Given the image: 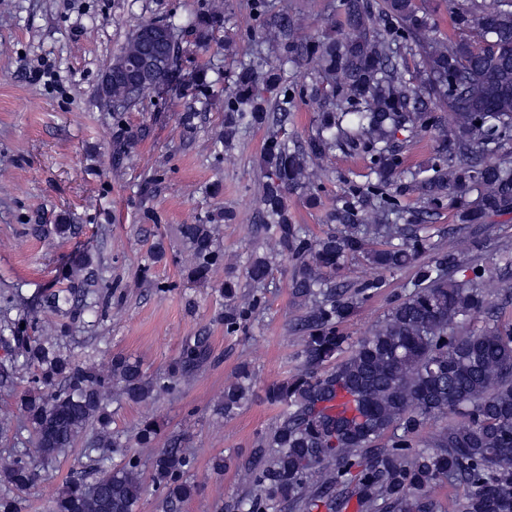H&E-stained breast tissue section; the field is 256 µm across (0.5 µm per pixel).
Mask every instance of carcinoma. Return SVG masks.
Wrapping results in <instances>:
<instances>
[{
	"label": "carcinoma",
	"instance_id": "carcinoma-1",
	"mask_svg": "<svg viewBox=\"0 0 512 512\" xmlns=\"http://www.w3.org/2000/svg\"><path fill=\"white\" fill-rule=\"evenodd\" d=\"M448 3V37L437 36L434 12L418 0H334L339 23L308 36L289 10L274 13L267 0H254L255 21L276 43L279 63L265 70L259 57L237 73L235 91L224 99V147L243 129L288 120L305 91L288 81V66L304 63L315 75L317 115L306 141L291 144L272 133L262 148L260 205L281 255L295 261L290 286L305 311L294 328L304 344L299 373L266 389L278 421L259 438L249 487L227 512H439L428 492L443 483L463 489L457 512H512V323L502 321L484 292L494 288L512 303V248L484 265L481 229H474L472 277L459 280V258L435 251L428 234L444 207L459 230L512 214V0ZM218 21L215 12L192 21L196 41L207 44ZM141 52L133 38L114 61L130 64ZM159 55L165 61L148 79L157 90L174 72L176 46ZM267 90L276 92V102ZM143 95L113 86L115 103L130 105ZM402 132L432 135L444 148L424 167L409 168ZM337 151L368 160L369 174L351 182L329 213L328 222L341 229L312 240L291 221L287 195L318 196L320 167ZM411 193L420 207L402 205ZM180 233L190 248V277L200 282L224 254L209 224H183ZM348 255L382 272L415 268L385 319L351 345L338 326L383 280L336 281ZM91 265L84 259L86 276L51 294L50 306L77 300L85 311L105 312L108 296L93 289ZM269 273L267 258L250 259L249 280L262 284ZM235 297L234 281L224 282L228 333L245 327L259 306L257 299L239 305ZM478 314L483 327L466 330ZM29 327L22 317L0 330V339L17 343L11 366L0 367V385L13 384L25 366L36 369L18 401L32 436L0 465V512H23L18 493L79 443L90 468L70 475L51 512H136L146 469L167 506L191 498L195 459L186 438L170 436L146 467L112 429L110 401L115 388L132 403L176 394L210 359L209 336L189 338L167 370L152 376L121 355L107 371L78 362L54 342L28 336ZM252 387V373L241 368L214 411L233 417ZM450 414L462 421L417 441L429 421ZM161 433L158 420H147L135 445L151 448Z\"/></svg>",
	"mask_w": 512,
	"mask_h": 512
}]
</instances>
